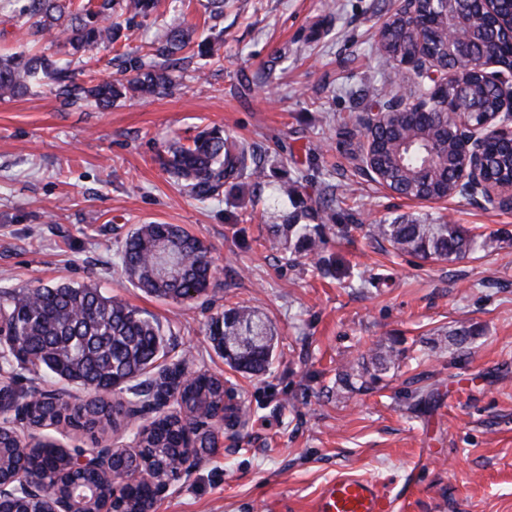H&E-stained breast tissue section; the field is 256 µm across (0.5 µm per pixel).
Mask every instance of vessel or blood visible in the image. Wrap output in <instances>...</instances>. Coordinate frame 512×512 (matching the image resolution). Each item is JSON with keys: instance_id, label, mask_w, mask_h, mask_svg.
<instances>
[{"instance_id": "1", "label": "vessel or blood", "mask_w": 512, "mask_h": 512, "mask_svg": "<svg viewBox=\"0 0 512 512\" xmlns=\"http://www.w3.org/2000/svg\"><path fill=\"white\" fill-rule=\"evenodd\" d=\"M398 496L371 478L342 476L319 492L315 512H393Z\"/></svg>"}]
</instances>
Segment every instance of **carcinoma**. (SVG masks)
I'll list each match as a JSON object with an SVG mask.
<instances>
[{"label":"carcinoma","mask_w":512,"mask_h":512,"mask_svg":"<svg viewBox=\"0 0 512 512\" xmlns=\"http://www.w3.org/2000/svg\"><path fill=\"white\" fill-rule=\"evenodd\" d=\"M154 0H101L64 3L62 0H30L27 16L32 36L40 39L61 28L70 46V55L86 54L109 46L120 37L116 18L128 13L148 17ZM422 16L437 36L433 42L438 60L455 68L448 77V94L457 93V84L467 82V93L481 111L465 116L475 124L499 105V93L478 73L481 61H495L512 67V57L495 35L512 24V0H503L496 15L475 18L460 36L469 40L471 64L454 67L445 61L444 37L448 16L421 3ZM418 25L395 24L389 19L378 30L377 49L388 62L401 50L414 51L421 44ZM194 45L192 30L174 17L153 49L122 61L126 80L102 81L87 86L77 82L72 61L55 59L42 52L23 51L0 58V96L15 97L35 79L59 97L90 100L106 108L129 93L161 95L176 84L182 58L179 54ZM369 111L383 113L376 130L380 147L372 160L374 171L393 190L421 195L454 197L464 165L455 136L446 133L443 109L430 106L433 117L415 123L398 94L381 92L372 96ZM165 170L181 182L194 197L207 200L224 194L227 184L246 181L259 187L265 178L261 157L243 142H237L218 128L203 130L190 144L171 143L161 157ZM497 181L512 184V153L502 148L487 158ZM292 211L283 223L272 226L276 237H284L294 248L315 244L312 233L318 226L305 220L322 218L331 211L336 220V199L314 203L301 196L297 183L281 187ZM374 234L396 251L423 259L459 260L470 250L474 239L460 224L393 219L375 226ZM130 282L144 292L173 300H194L206 294L213 278L211 262L203 243L175 224H140L127 235L120 256ZM172 261L178 276L162 272ZM209 336L216 351L233 368L243 373L265 372L273 361L277 339L268 320L257 310L244 305L224 310L211 320ZM169 353L160 326L142 316L121 300L105 296L92 285L59 283L14 292H0V357L11 359L37 373L51 384L64 383L75 390L108 393L112 401L95 398L77 403L65 391H53L25 410L33 427H48L62 421L75 429L104 433L127 416L130 407L154 412L153 420L137 434V451L126 454L129 461H141L154 474L172 480L179 471L172 463L189 459L191 448L184 438L187 430L199 431L224 412V380L198 372L181 381L186 361L149 374ZM173 401L175 410L166 409ZM22 472L44 485V494L29 496L18 506L19 512H47V494L70 500L72 512H98L105 497L118 493L124 512H143L152 502L151 487L142 482L114 486L111 475L78 473L70 469L69 450L45 438L31 448L19 446L14 431H0V477L9 479Z\"/></svg>","instance_id":"1"}]
</instances>
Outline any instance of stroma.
I'll return each mask as SVG.
<instances>
[{"label": "stroma", "mask_w": 512, "mask_h": 512, "mask_svg": "<svg viewBox=\"0 0 512 512\" xmlns=\"http://www.w3.org/2000/svg\"><path fill=\"white\" fill-rule=\"evenodd\" d=\"M397 0H157L149 17L122 16L114 46L92 51L79 81L114 78L116 53L154 41L173 16L215 62L183 64L162 95L106 109L35 85L0 98V291L68 282L96 285L159 321L188 371L221 377L245 414L157 493L152 512H313L340 474L411 483L403 512H512V209L457 196L401 197L372 180L337 118L358 127L362 101L402 75L375 48ZM28 0H0V54L37 48L64 57L65 40H33ZM221 127L257 145L265 184L200 201L159 164L172 141ZM310 169L302 192L332 186L358 225L325 226L319 253L271 247L290 210L281 184ZM462 225L475 247L456 261L394 252L370 234L395 217ZM178 224L208 249L207 296L173 301L125 279L118 253L138 224ZM498 233L495 249L483 240ZM327 274H318L316 259ZM235 305L263 313L278 334L267 374L234 371L208 326ZM476 338L460 352L449 336ZM386 368L372 363L390 342ZM363 365L352 385L349 365Z\"/></svg>", "instance_id": "35a3bbf8"}]
</instances>
